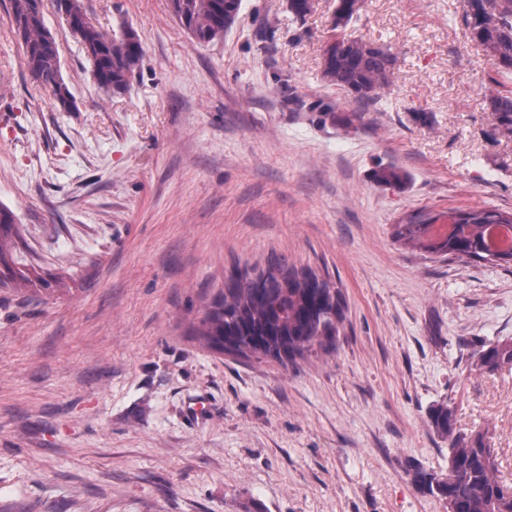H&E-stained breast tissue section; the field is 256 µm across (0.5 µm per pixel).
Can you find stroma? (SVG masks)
I'll use <instances>...</instances> for the list:
<instances>
[{"mask_svg": "<svg viewBox=\"0 0 512 512\" xmlns=\"http://www.w3.org/2000/svg\"><path fill=\"white\" fill-rule=\"evenodd\" d=\"M83 3L144 58L103 91L47 11L64 112L0 0V207L31 277L0 288V512H448L418 481L448 472L439 403L512 480V366L470 359L512 338V268L393 237L417 210H512L467 0H364L353 34L395 62L361 108L321 75L336 0L303 19L242 0L209 43L168 0ZM386 166L404 187L374 182ZM274 254L342 289L335 349L282 364L200 343L225 273Z\"/></svg>", "mask_w": 512, "mask_h": 512, "instance_id": "35a3bbf8", "label": "stroma"}]
</instances>
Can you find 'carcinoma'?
Returning <instances> with one entry per match:
<instances>
[{"instance_id": "obj_1", "label": "carcinoma", "mask_w": 512, "mask_h": 512, "mask_svg": "<svg viewBox=\"0 0 512 512\" xmlns=\"http://www.w3.org/2000/svg\"><path fill=\"white\" fill-rule=\"evenodd\" d=\"M42 0H9L8 14L21 40L26 71L38 74L37 85L51 92L65 90L56 103L73 99L62 77L57 34L45 23ZM241 0H170L174 16L196 40L224 37L235 23ZM479 12L465 15L471 41L496 60L498 73L512 75V0H478ZM363 0H336L331 35L322 56L323 79L372 104L388 84L394 58L370 41L347 33L359 17ZM66 29L82 47L97 85L112 92L128 88L143 62L144 50L137 31L124 21L107 31L94 23L82 0H70ZM488 109L505 134L512 136V88L491 91ZM375 182L400 186L405 175L395 167L373 172ZM442 218L423 211L397 224L396 236L430 255L452 260L492 261L494 254H509L512 247L495 243V234L512 235V212L488 209L457 210ZM340 288L310 269H297L281 257L268 259L258 274L232 269L224 291L214 301L200 330L211 347L236 355L292 360L318 347L335 346L345 318ZM472 365L477 369L512 364V339L480 340ZM429 424L448 438L451 482L423 473L421 482L450 500V512H512V487L499 474V463L486 450V434L462 433L455 426L454 409L431 408Z\"/></svg>"}]
</instances>
